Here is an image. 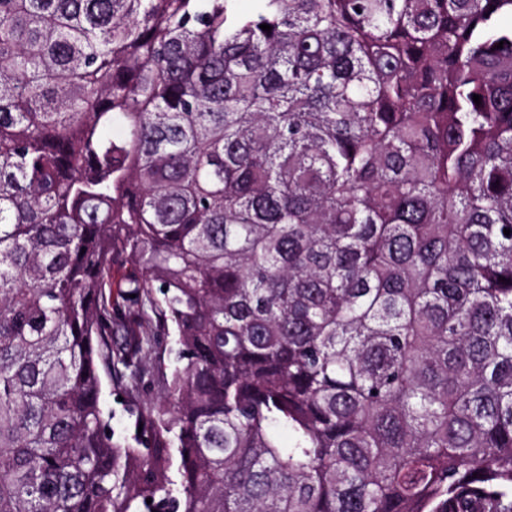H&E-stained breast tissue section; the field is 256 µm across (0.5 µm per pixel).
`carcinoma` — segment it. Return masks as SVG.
<instances>
[{"label":"carcinoma","mask_w":512,"mask_h":512,"mask_svg":"<svg viewBox=\"0 0 512 512\" xmlns=\"http://www.w3.org/2000/svg\"><path fill=\"white\" fill-rule=\"evenodd\" d=\"M237 2L0 0V512H512V0ZM172 346V336L160 337V344L146 358V362L152 366L151 375L146 377L145 384L133 395L126 393L116 382H112L111 387L108 378L105 376L102 398L105 406L112 409V427L116 434H122L131 438L135 433L134 418H131L127 412L128 401L133 399L139 404H148L156 400L163 392V376L169 372L174 357L170 352ZM119 397H123V400L119 401Z\"/></svg>","instance_id":"obj_1"}]
</instances>
